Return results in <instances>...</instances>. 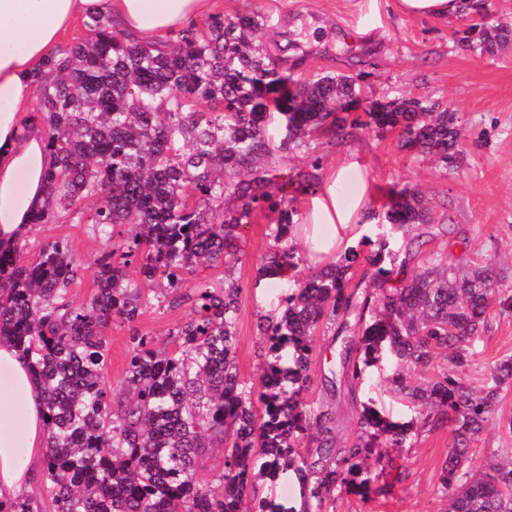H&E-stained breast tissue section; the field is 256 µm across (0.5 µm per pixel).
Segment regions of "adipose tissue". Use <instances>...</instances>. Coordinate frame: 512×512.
Listing matches in <instances>:
<instances>
[{"label": "adipose tissue", "mask_w": 512, "mask_h": 512, "mask_svg": "<svg viewBox=\"0 0 512 512\" xmlns=\"http://www.w3.org/2000/svg\"><path fill=\"white\" fill-rule=\"evenodd\" d=\"M212 0H0V243L25 234L47 195L53 158L45 129L22 107L33 92L32 75L60 47L80 19L106 15L138 41L160 43L210 13ZM350 159L315 195L298 232L322 264L337 259L357 238L358 205H344L336 186L357 176V194L367 183ZM48 437L40 386L9 340H0V500L29 494L42 468Z\"/></svg>", "instance_id": "1"}]
</instances>
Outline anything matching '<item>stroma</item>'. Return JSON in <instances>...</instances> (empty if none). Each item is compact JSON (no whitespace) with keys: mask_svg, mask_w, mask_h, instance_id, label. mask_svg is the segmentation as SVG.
<instances>
[{"mask_svg":"<svg viewBox=\"0 0 512 512\" xmlns=\"http://www.w3.org/2000/svg\"><path fill=\"white\" fill-rule=\"evenodd\" d=\"M389 0H217V13L227 17L245 11L265 15L261 41L269 54L287 60L295 80L306 83L331 74L355 75L362 94L377 100L428 97L461 118L463 153L450 169L435 157H417L397 134L345 127L342 134L316 136L311 154L286 153L274 168L285 183L294 222H301L311 198L330 182L346 158L356 157L369 183L367 199L374 208L386 203L389 186L421 191L442 229L428 238L409 265L417 270L432 254L452 263L493 259L512 278V42L495 57H478L459 43L464 20L422 18L392 10ZM321 167L311 170L309 155ZM278 213L255 211L240 229L245 253L232 268L219 264L197 267L192 278L220 288L225 277L240 286L236 319V366L241 380L257 385L262 343L257 331L261 315L276 312L290 283L287 278L259 279L264 255L273 244ZM65 241L81 264L69 296L87 300L95 288L105 240L90 224L66 219L31 225L18 240L22 259H32L39 246ZM191 316L189 305L154 302L134 322L114 323L107 332V383L119 385L128 362L131 337L147 334L161 346ZM466 379L482 385L494 365L512 357V314L491 313L488 330L470 346ZM391 371L375 372L361 388L393 416L410 419L412 410L393 391ZM451 437L447 428L423 432L410 448H392L389 465L378 483L382 492L338 494L325 512H444L439 492L442 465Z\"/></svg>","mask_w":512,"mask_h":512,"instance_id":"obj_1","label":"stroma"}]
</instances>
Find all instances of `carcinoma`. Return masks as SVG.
<instances>
[{"instance_id":"1","label":"carcinoma","mask_w":512,"mask_h":512,"mask_svg":"<svg viewBox=\"0 0 512 512\" xmlns=\"http://www.w3.org/2000/svg\"><path fill=\"white\" fill-rule=\"evenodd\" d=\"M258 12L208 17L174 47L141 45L105 17L85 22L89 37L60 49L33 75L36 111L47 127L55 166L33 224L88 218L109 248L93 295L69 297L80 265L60 241L24 261L0 249V339H9L40 384L49 418L43 482L55 512H323L337 493L366 495L379 478L387 448H411L424 429L448 426L452 444L439 493L446 512H512V448L481 466L470 447L499 415L500 391L512 385V358L498 363L480 389L465 381L468 346L487 330L492 310L512 313V283L489 264L459 268L432 254L401 276L434 219L422 195L390 191L382 219L407 236L363 238L325 267L295 281L281 310L258 318L266 359L259 393L236 367L238 284L188 283L199 265L230 269L243 253L239 230L254 210L276 208L270 160L327 130L342 128L337 111L360 97L357 79L326 75L300 85L258 42ZM512 40V22L481 17L460 42L482 56ZM205 102L211 112L193 107ZM284 137L266 134L273 113ZM354 125L398 131L404 145L455 166L462 153L457 113L427 97L388 101ZM241 201L238 208L224 200ZM131 224L126 237L115 231ZM293 211L281 210L274 245L260 276L294 272ZM370 276L363 296L350 289L354 269ZM139 268L140 279L129 275ZM164 281L169 304H190L192 317L174 333L176 348L131 337L120 384L104 381L106 329L131 323L148 307L141 282ZM376 313L362 331L365 312ZM334 330L335 368L357 411L356 432L339 443L329 407L305 400L316 335ZM445 352L447 367L413 377ZM394 364L392 383L416 417L395 420L361 400L370 369ZM261 411L254 409V400ZM210 448L224 466L206 482L197 463ZM296 479L300 501L255 494L260 479Z\"/></svg>"}]
</instances>
